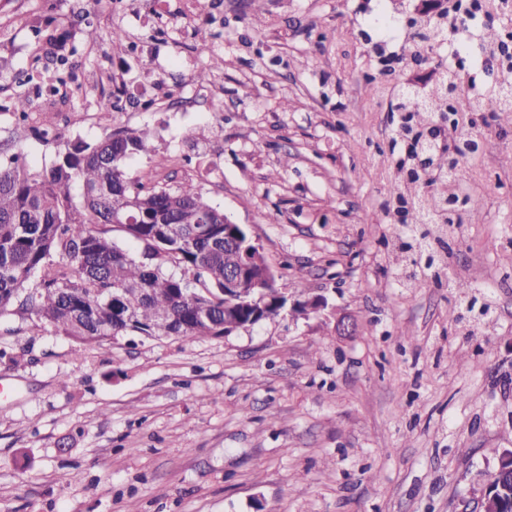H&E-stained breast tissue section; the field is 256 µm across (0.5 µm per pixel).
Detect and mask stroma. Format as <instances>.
Instances as JSON below:
<instances>
[{
  "label": "stroma",
  "mask_w": 512,
  "mask_h": 512,
  "mask_svg": "<svg viewBox=\"0 0 512 512\" xmlns=\"http://www.w3.org/2000/svg\"><path fill=\"white\" fill-rule=\"evenodd\" d=\"M372 5L0 7L5 148L37 168L54 156L7 111L20 92L32 126L63 143L153 127L129 177L192 181L247 229L289 301L326 302L226 337L105 347L32 317L0 323V512H461L512 450V124L484 126L482 155L462 166L481 221L435 244L436 266L395 268L405 232L402 217L380 220L395 158L389 101L368 97ZM39 27L75 49L51 94L35 90L55 53ZM199 28L216 32L222 70L198 54ZM462 277L494 320L455 323ZM340 315L352 335H337Z\"/></svg>",
  "instance_id": "obj_1"
}]
</instances>
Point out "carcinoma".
Masks as SVG:
<instances>
[{
  "mask_svg": "<svg viewBox=\"0 0 512 512\" xmlns=\"http://www.w3.org/2000/svg\"><path fill=\"white\" fill-rule=\"evenodd\" d=\"M447 13L418 17L406 32L398 63H426L451 38ZM506 27L482 26L470 40L476 67L491 74L506 47ZM47 41L60 50L50 83L64 82L68 56L65 39ZM434 83L382 80L369 89L372 100L388 97L400 114L397 135L413 137L416 148L431 154L430 171L408 176L397 169L391 187L394 201L411 200L416 224H434L444 232L464 223L448 210V197L462 193V179L448 178L459 159H474L483 149L477 139L460 142L453 157L432 149L417 129L437 117L490 112L512 120V88L502 81L473 97L454 96L456 85L471 84L448 66L434 68ZM29 99L13 98L18 122L30 117ZM155 132L145 126L126 128L107 137L78 138L55 151L47 168L32 167L14 154L0 158V322L33 315L38 327L80 343L104 346L120 336L161 339L171 336H222L248 321L260 297L276 314L287 296L277 288L263 257L247 234L228 223L191 182L176 187H147L128 177L126 160L147 151ZM119 230L138 246L131 253L111 232ZM251 264L231 297H224V275ZM493 512H512V462L488 483Z\"/></svg>",
  "mask_w": 512,
  "mask_h": 512,
  "instance_id": "cac0c4a2",
  "label": "carcinoma"
}]
</instances>
